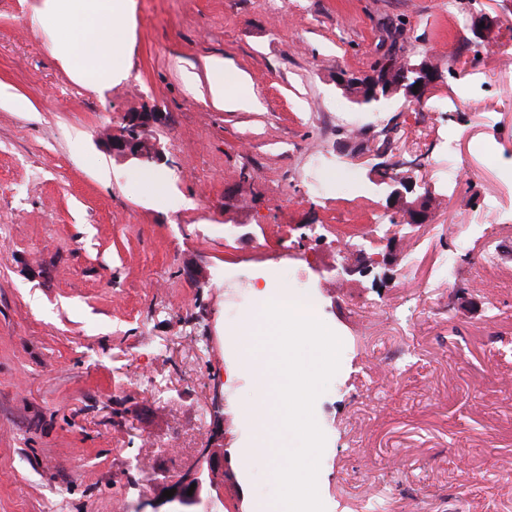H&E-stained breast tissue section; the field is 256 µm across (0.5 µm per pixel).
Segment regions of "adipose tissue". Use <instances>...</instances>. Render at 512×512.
Segmentation results:
<instances>
[{"instance_id":"obj_1","label":"adipose tissue","mask_w":512,"mask_h":512,"mask_svg":"<svg viewBox=\"0 0 512 512\" xmlns=\"http://www.w3.org/2000/svg\"><path fill=\"white\" fill-rule=\"evenodd\" d=\"M129 12V0H44L38 20L51 36L55 56L78 81L98 88L126 70ZM206 79L213 105L238 110L256 101L251 84L223 59L207 63Z\"/></svg>"}]
</instances>
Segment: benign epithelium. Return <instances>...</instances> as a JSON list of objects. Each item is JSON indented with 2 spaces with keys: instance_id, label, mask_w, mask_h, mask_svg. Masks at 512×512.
<instances>
[{
  "instance_id": "obj_1",
  "label": "benign epithelium",
  "mask_w": 512,
  "mask_h": 512,
  "mask_svg": "<svg viewBox=\"0 0 512 512\" xmlns=\"http://www.w3.org/2000/svg\"><path fill=\"white\" fill-rule=\"evenodd\" d=\"M484 27H479V24ZM496 19L483 16L474 21L472 30L476 38L484 41L493 32ZM384 78L368 88H358L354 77L341 79V86L353 95L360 106H368L382 97L403 94L409 101H420L430 94L438 78L435 65L428 58L407 59L400 61L387 58L381 64ZM159 112H130L123 117L122 134L109 136L108 146L112 154L132 160L145 166L160 165L164 162V153L156 142L148 137L150 128L162 122ZM388 198L395 202V207L405 208L407 223L411 225L426 223L429 215V192H424L416 203L406 205L404 194L415 190V185L393 178L387 181ZM224 482V470L209 455V449L202 451L198 464L185 472L165 476L160 485L162 490H173L170 498L158 494L153 497L143 496L139 499L136 512H212L214 500L211 491L218 489ZM194 488L192 495H187L189 488Z\"/></svg>"
}]
</instances>
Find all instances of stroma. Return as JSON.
<instances>
[{
    "instance_id": "obj_1",
    "label": "stroma",
    "mask_w": 512,
    "mask_h": 512,
    "mask_svg": "<svg viewBox=\"0 0 512 512\" xmlns=\"http://www.w3.org/2000/svg\"><path fill=\"white\" fill-rule=\"evenodd\" d=\"M40 2L0 0V84L33 105H0V512H128L204 448L220 512L273 501L263 459L237 466L259 299L224 305L258 270L312 287L342 341L314 406L326 512H512V0H132L97 90ZM393 54L429 58L432 93L359 106L339 75ZM213 56L256 108L186 83ZM149 111L158 190L105 144ZM377 169L429 188L426 224Z\"/></svg>"
}]
</instances>
